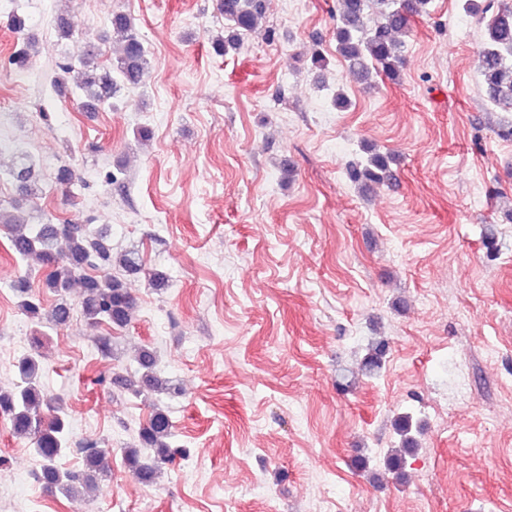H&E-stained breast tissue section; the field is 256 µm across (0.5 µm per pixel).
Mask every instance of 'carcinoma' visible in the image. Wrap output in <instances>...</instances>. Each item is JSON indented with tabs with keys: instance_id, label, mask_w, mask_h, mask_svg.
I'll list each match as a JSON object with an SVG mask.
<instances>
[{
	"instance_id": "carcinoma-1",
	"label": "carcinoma",
	"mask_w": 512,
	"mask_h": 512,
	"mask_svg": "<svg viewBox=\"0 0 512 512\" xmlns=\"http://www.w3.org/2000/svg\"><path fill=\"white\" fill-rule=\"evenodd\" d=\"M429 0H340L336 25V54L344 61L347 75L366 83L377 73L398 82L404 65V41L412 18L426 11ZM464 9L480 16L485 25L479 54V72L488 100L504 112H512V3L495 5L481 0H465ZM224 16V35L212 39L218 55L237 49L245 37L258 31L266 18L267 0H219ZM79 23L71 16H61L55 23L59 40L70 41L78 33ZM113 46L111 64L99 61L98 47L86 42L79 54L76 86L82 93L81 108L96 109L112 99L124 86H138L148 75L147 49L135 30L133 18L116 14L111 30L104 35ZM35 53L28 39L16 45L10 62L17 70L29 65ZM392 155L372 152L365 162L347 169V178L361 188L381 184L389 176ZM35 163L26 153L11 156L6 173L21 189L33 192L30 175ZM0 231L10 241L16 257L45 268L43 287L57 296V303L45 310L38 296L31 292L28 275L19 277L14 290L19 307L33 322L62 324L71 314L70 296L80 289L82 312L93 324L124 327L133 317L135 301L124 282L107 272L112 266V239L102 229L89 224L67 221L63 224H33L19 204L7 209L0 206ZM388 342H371L363 359L361 372L374 378L382 371ZM140 380L135 394L143 391L164 394L175 391L170 380L158 369L156 353L143 346L136 357ZM41 355L28 352L17 361V379L8 389H0V416L8 420L13 436L27 441L41 468L37 479L60 494L74 498L94 488L98 475L109 468L111 450L90 442L84 448L83 471L61 466L68 448L69 422L63 398L48 392L43 383ZM412 417H397L394 430L398 444L384 460L386 470L400 473L405 456L417 447L412 434ZM174 428L167 411L155 407L139 433L138 443L123 449L125 463L146 483L152 482L162 465L174 460Z\"/></svg>"
}]
</instances>
